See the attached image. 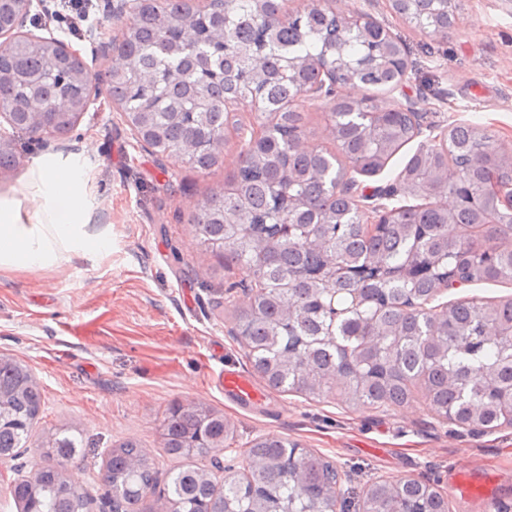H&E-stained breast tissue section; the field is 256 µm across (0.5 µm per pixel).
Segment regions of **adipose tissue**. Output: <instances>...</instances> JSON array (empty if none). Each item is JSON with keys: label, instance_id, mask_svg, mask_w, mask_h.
I'll use <instances>...</instances> for the list:
<instances>
[{"label": "adipose tissue", "instance_id": "adipose-tissue-1", "mask_svg": "<svg viewBox=\"0 0 512 512\" xmlns=\"http://www.w3.org/2000/svg\"><path fill=\"white\" fill-rule=\"evenodd\" d=\"M92 167L78 154H47L0 195V271H36L71 257L94 261L112 244L111 227L95 222L87 185Z\"/></svg>", "mask_w": 512, "mask_h": 512}]
</instances>
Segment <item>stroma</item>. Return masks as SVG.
Segmentation results:
<instances>
[{"instance_id": "stroma-1", "label": "stroma", "mask_w": 512, "mask_h": 512, "mask_svg": "<svg viewBox=\"0 0 512 512\" xmlns=\"http://www.w3.org/2000/svg\"><path fill=\"white\" fill-rule=\"evenodd\" d=\"M49 33L91 61L84 35H120L110 0H44ZM337 13L357 10L410 48L398 89L358 86V96L411 101L425 129L384 170L359 177L373 190L398 174L427 139L459 125H480L512 153V0H462L447 35L409 27L389 0H332ZM308 146L335 152L330 106L300 101ZM241 132L229 130L224 162L200 172L175 157L155 155L137 142L122 113L100 91L65 135L17 134V164L0 170V194L10 193L27 165L47 153L82 154L91 164L87 191L100 223L111 225L112 246L102 258H72L38 270L0 272V355L26 364L42 392L39 419L27 448L0 462V512H20L11 491L19 473L49 464L39 441L57 429L80 431L84 446L67 466L89 492L88 512H111L101 480L113 445L136 442L159 478L177 468L162 448L166 414L196 403L224 414L235 433L227 449L203 463L223 475L224 462L263 437H282L325 457L335 467L347 504L357 512L359 492L375 481L414 478L433 485L448 512H499L512 505V427L463 428L438 416L416 394L401 406L355 407L325 395L282 393L257 378L237 337L235 314L245 305L243 271L204 251L192 217L237 170ZM238 370L253 377L261 401L243 407L225 397L217 376ZM459 465L485 473L495 500L455 493L449 475Z\"/></svg>"}]
</instances>
